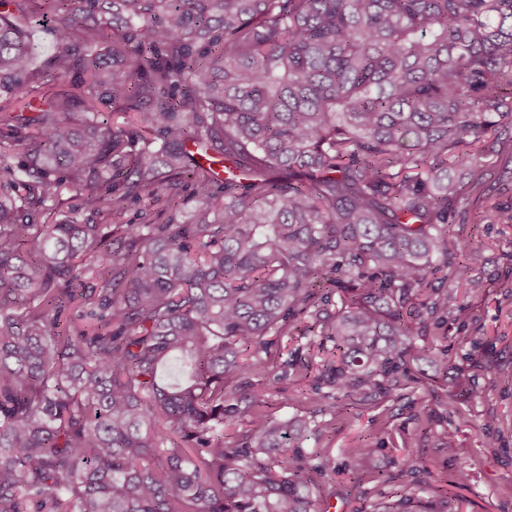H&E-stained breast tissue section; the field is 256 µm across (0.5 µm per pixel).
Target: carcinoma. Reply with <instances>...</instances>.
<instances>
[{
  "label": "carcinoma",
  "mask_w": 512,
  "mask_h": 512,
  "mask_svg": "<svg viewBox=\"0 0 512 512\" xmlns=\"http://www.w3.org/2000/svg\"><path fill=\"white\" fill-rule=\"evenodd\" d=\"M510 128L512 0H0V512H313L329 421L252 379L324 336L330 421L406 388L479 287L448 172ZM320 342H324V346L325 347H328V348H331L332 346V342L328 341L325 339L324 336H314L311 341H309V339H302V341L300 342H290L288 341V343L286 342V339L279 342V345H280V351H279V348H277V346H275V349H277L278 353L279 354V358L277 357L276 355V359H277V365L278 367H280V364L285 361L286 359L290 360L293 358V356H291L292 352L294 353V351L298 348V345L300 344V349L302 348V351L300 350V354L299 355H302V357H305L308 353V349H309V344L311 343V349L313 350H316L317 349V346L320 344ZM287 345V347L285 348L284 346Z\"/></svg>",
  "instance_id": "1"
}]
</instances>
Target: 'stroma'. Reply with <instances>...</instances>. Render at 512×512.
Segmentation results:
<instances>
[{"label": "stroma", "instance_id": "obj_1", "mask_svg": "<svg viewBox=\"0 0 512 512\" xmlns=\"http://www.w3.org/2000/svg\"><path fill=\"white\" fill-rule=\"evenodd\" d=\"M474 192L464 189V236L482 252L468 272L479 281L467 293V315L448 320L433 347L414 340L410 387L373 405H357L336 419L330 434L303 443L301 452L324 466L315 475V512H379L396 491L416 501H447L449 512H512V224L481 219ZM463 365L475 378L469 391L444 365ZM314 381L278 374L262 389L272 412L287 417L315 400ZM454 410H445L446 398ZM372 434L377 451L362 474L352 463L361 436ZM466 466L464 486L452 485Z\"/></svg>", "mask_w": 512, "mask_h": 512}]
</instances>
